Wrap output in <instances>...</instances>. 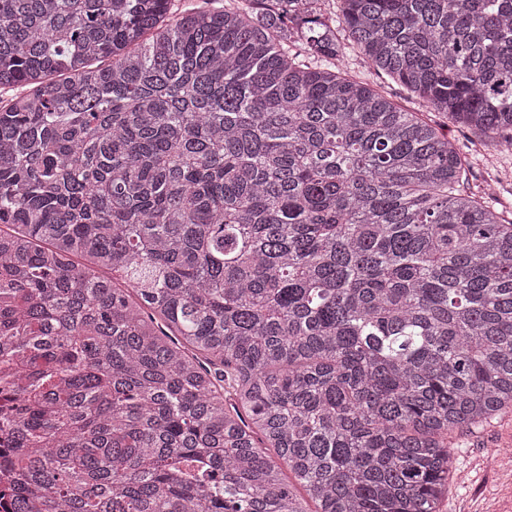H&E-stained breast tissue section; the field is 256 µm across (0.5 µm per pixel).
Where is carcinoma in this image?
<instances>
[{"mask_svg":"<svg viewBox=\"0 0 512 512\" xmlns=\"http://www.w3.org/2000/svg\"><path fill=\"white\" fill-rule=\"evenodd\" d=\"M9 87L15 512H439L512 409V212L443 132L512 148V0H0ZM338 65L349 74L357 76L360 79L366 80L377 86L398 105L411 110L419 109L421 111H425L420 107L419 101L416 98L411 97L400 85L378 77L373 71L369 70L358 52L348 49L338 62Z\"/></svg>","mask_w":512,"mask_h":512,"instance_id":"cac0c4a2","label":"carcinoma"}]
</instances>
